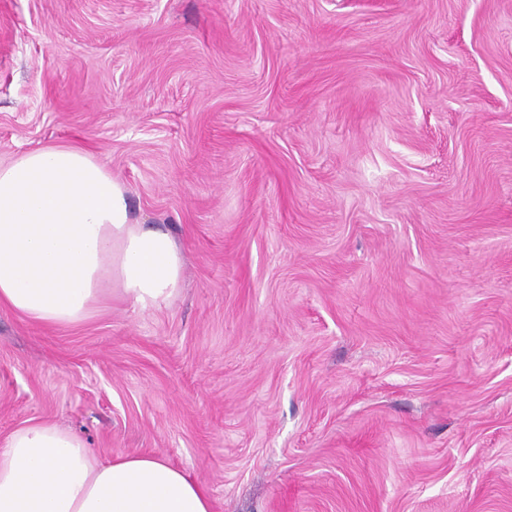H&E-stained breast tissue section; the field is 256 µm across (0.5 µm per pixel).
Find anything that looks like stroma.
Returning <instances> with one entry per match:
<instances>
[{
    "instance_id": "stroma-1",
    "label": "stroma",
    "mask_w": 512,
    "mask_h": 512,
    "mask_svg": "<svg viewBox=\"0 0 512 512\" xmlns=\"http://www.w3.org/2000/svg\"><path fill=\"white\" fill-rule=\"evenodd\" d=\"M80 145L167 306L0 310V442L155 453L213 512H512V0H0V161Z\"/></svg>"
}]
</instances>
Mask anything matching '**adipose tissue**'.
<instances>
[{
	"mask_svg": "<svg viewBox=\"0 0 512 512\" xmlns=\"http://www.w3.org/2000/svg\"><path fill=\"white\" fill-rule=\"evenodd\" d=\"M184 257L133 216L126 186L88 150L55 146L0 163V307L74 326L112 301L160 308ZM0 512H213L207 491L160 455L99 460L77 435L35 423L0 442Z\"/></svg>",
	"mask_w": 512,
	"mask_h": 512,
	"instance_id": "ef3b65f1",
	"label": "adipose tissue"
}]
</instances>
